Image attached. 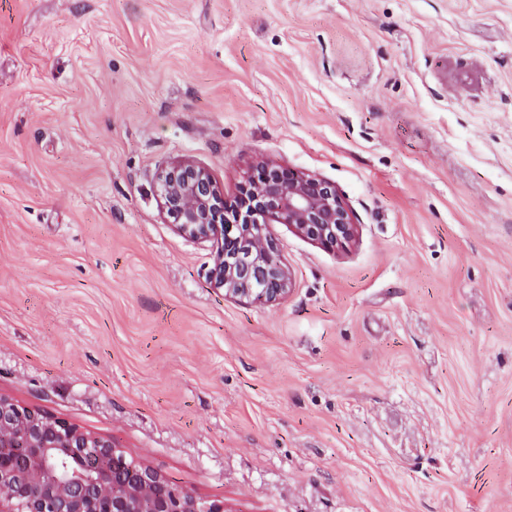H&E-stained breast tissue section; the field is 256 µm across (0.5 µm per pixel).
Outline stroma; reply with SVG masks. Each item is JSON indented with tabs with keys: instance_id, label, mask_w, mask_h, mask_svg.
<instances>
[{
	"instance_id": "stroma-1",
	"label": "stroma",
	"mask_w": 512,
	"mask_h": 512,
	"mask_svg": "<svg viewBox=\"0 0 512 512\" xmlns=\"http://www.w3.org/2000/svg\"><path fill=\"white\" fill-rule=\"evenodd\" d=\"M183 159L355 240L225 297ZM0 394L224 512H512V0H0Z\"/></svg>"
}]
</instances>
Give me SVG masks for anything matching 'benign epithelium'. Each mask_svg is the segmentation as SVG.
<instances>
[{
  "mask_svg": "<svg viewBox=\"0 0 512 512\" xmlns=\"http://www.w3.org/2000/svg\"><path fill=\"white\" fill-rule=\"evenodd\" d=\"M155 191L180 234L216 244L211 281L240 301L275 303L290 291V272L268 226L286 224L332 251L355 237L336 186L288 166L252 164L232 204L188 160L162 168ZM0 512H224V504L127 458L108 437L0 394Z\"/></svg>",
  "mask_w": 512,
  "mask_h": 512,
  "instance_id": "1",
  "label": "benign epithelium"
}]
</instances>
